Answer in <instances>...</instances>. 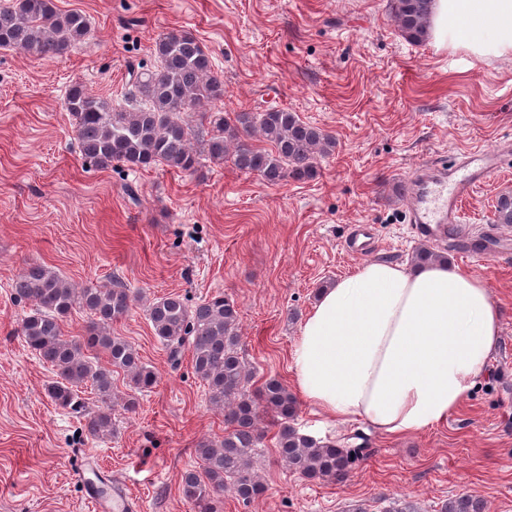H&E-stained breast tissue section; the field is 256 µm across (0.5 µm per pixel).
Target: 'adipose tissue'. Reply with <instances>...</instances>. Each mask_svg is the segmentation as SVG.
I'll return each instance as SVG.
<instances>
[{"label": "adipose tissue", "mask_w": 512, "mask_h": 512, "mask_svg": "<svg viewBox=\"0 0 512 512\" xmlns=\"http://www.w3.org/2000/svg\"><path fill=\"white\" fill-rule=\"evenodd\" d=\"M431 31L441 46L511 57L512 0H435ZM501 336L479 276L443 261H370L322 289L292 351L294 386L327 419L414 434L457 411Z\"/></svg>", "instance_id": "1"}]
</instances>
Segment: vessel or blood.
<instances>
[{
	"label": "vessel or blood",
	"mask_w": 512,
	"mask_h": 512,
	"mask_svg": "<svg viewBox=\"0 0 512 512\" xmlns=\"http://www.w3.org/2000/svg\"><path fill=\"white\" fill-rule=\"evenodd\" d=\"M502 163L501 151L476 149L463 156L457 166L446 169L432 165L419 170L407 195L406 207L417 234L434 239L450 231L462 232V199ZM86 498L95 512H142L141 503L117 485L107 496L87 488Z\"/></svg>",
	"instance_id": "obj_1"
}]
</instances>
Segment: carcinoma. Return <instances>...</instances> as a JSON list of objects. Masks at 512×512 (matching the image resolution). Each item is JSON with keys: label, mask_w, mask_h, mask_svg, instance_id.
<instances>
[{"label": "carcinoma", "mask_w": 512, "mask_h": 512, "mask_svg": "<svg viewBox=\"0 0 512 512\" xmlns=\"http://www.w3.org/2000/svg\"><path fill=\"white\" fill-rule=\"evenodd\" d=\"M433 0H389L397 30L408 42L429 37ZM90 34L87 17L79 11L59 12L54 0H3L0 3V47L38 59L65 56ZM158 66L132 71L125 105L117 108L82 84L68 90L65 108L75 117L76 139L83 165L102 170L121 162L130 167L157 164L194 172L201 157L227 158L238 170L276 185L288 179L307 180L318 173V159L335 148V138L303 121L286 108L270 106L261 112H240L229 120L220 110L204 112L211 127L206 154L194 146L197 131L189 115L224 97V81L212 70L209 55L189 31L171 32L154 45ZM271 144L265 149L254 140ZM494 223L512 224V194L496 204ZM445 258L426 245L416 248L412 262L426 264ZM15 294L32 304L20 334L28 346L52 367L55 380L48 388L63 409L83 408L79 389L88 385L103 404L86 420L90 437L112 435V369L126 374L134 392H146L158 381L154 367L141 361L126 339L112 334V324L125 318L133 302L130 289L114 279L108 286L77 287L42 264L22 268L13 281ZM89 314L86 333L68 338L64 318L75 310ZM147 316L155 335L169 350L172 366L182 351L191 352L194 373L207 387L212 406L224 413L222 440L201 439L200 461L181 478V493L193 512H218L217 499L231 490L249 503L265 492L255 467L257 448L265 439L260 423L271 418L278 457L293 474L341 482L365 449L322 443L293 426L296 397L277 378H267L255 390L254 378L240 353L239 312L222 293L189 307L176 294L149 304ZM104 354L109 367L98 363ZM442 512H483L469 494L448 500Z\"/></svg>", "instance_id": "1"}]
</instances>
